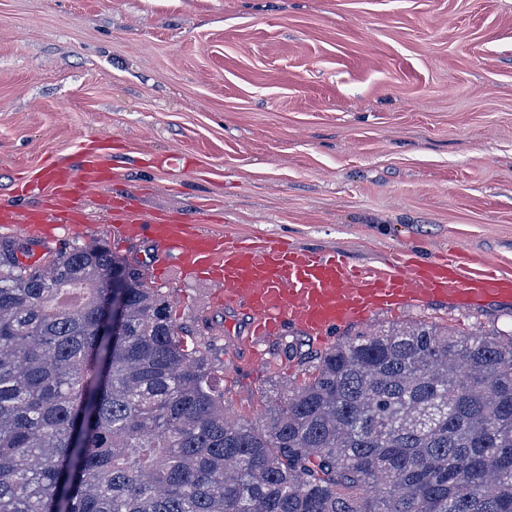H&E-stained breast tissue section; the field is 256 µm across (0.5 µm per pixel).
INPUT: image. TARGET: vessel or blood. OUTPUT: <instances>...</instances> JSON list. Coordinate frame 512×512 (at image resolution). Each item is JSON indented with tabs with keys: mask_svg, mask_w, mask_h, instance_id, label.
<instances>
[{
	"mask_svg": "<svg viewBox=\"0 0 512 512\" xmlns=\"http://www.w3.org/2000/svg\"><path fill=\"white\" fill-rule=\"evenodd\" d=\"M111 175L110 166L96 155L78 168L60 158L45 162L24 190L47 196L49 205L0 207V224L13 228L28 240L32 254L40 255L52 243V227L78 223L84 195ZM112 220L118 234L149 232L162 248L179 252L188 268L219 278L225 300L242 304L260 332L290 326L321 338L330 329L413 301L469 308L512 299L511 275L488 261L461 263L451 250L423 262L406 253L394 268L367 269L333 253L293 252L275 243L238 246L185 217L154 218L121 201L112 204Z\"/></svg>",
	"mask_w": 512,
	"mask_h": 512,
	"instance_id": "vessel-or-blood-1",
	"label": "vessel or blood"
}]
</instances>
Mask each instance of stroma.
<instances>
[{"mask_svg":"<svg viewBox=\"0 0 512 512\" xmlns=\"http://www.w3.org/2000/svg\"><path fill=\"white\" fill-rule=\"evenodd\" d=\"M110 181L57 246L100 240L207 342L229 415L301 385L321 352L250 315L177 254L112 230L110 201L384 267L453 247L512 274V0H0V205L55 157ZM512 329V303L408 305L370 325Z\"/></svg>","mask_w":512,"mask_h":512,"instance_id":"35a3bbf8","label":"stroma"}]
</instances>
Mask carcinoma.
Wrapping results in <instances>:
<instances>
[{"instance_id": "obj_1", "label": "carcinoma", "mask_w": 512, "mask_h": 512, "mask_svg": "<svg viewBox=\"0 0 512 512\" xmlns=\"http://www.w3.org/2000/svg\"><path fill=\"white\" fill-rule=\"evenodd\" d=\"M20 252L0 238V512H512V331L360 330L253 423L144 270Z\"/></svg>"}]
</instances>
